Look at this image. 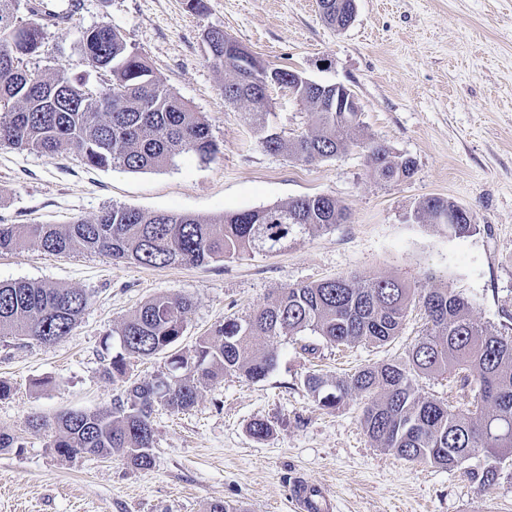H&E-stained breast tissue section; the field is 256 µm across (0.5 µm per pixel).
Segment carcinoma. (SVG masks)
<instances>
[{
  "label": "carcinoma",
  "instance_id": "cac0c4a2",
  "mask_svg": "<svg viewBox=\"0 0 512 512\" xmlns=\"http://www.w3.org/2000/svg\"><path fill=\"white\" fill-rule=\"evenodd\" d=\"M20 6L21 0H0V144L48 158L74 150L90 167L129 171L162 168L186 152L202 160L221 153L202 114L163 85L107 22L81 32L87 70L73 75L30 67L47 38L42 20L54 14L42 16L30 5L24 21L18 17ZM227 42L233 39L217 34L211 61L235 72L224 95L252 103L247 120L265 150L312 162L334 158L354 144L351 133L358 113L326 112L314 99L305 101L311 132L286 140L271 130L267 87L288 82L289 70L274 68V77L259 78L245 67L244 57L224 49ZM34 87L53 91L54 103L46 105L32 93ZM368 148L376 180L411 177V159L393 156L381 144ZM452 206L430 197L417 217L446 213ZM346 218L345 208L327 195L210 220L114 206L92 222L76 218L68 224H0V251L34 243L52 254L105 253L157 268L200 266L282 252ZM414 302L423 308L428 331L404 358L332 379L310 373L304 386L326 409L337 408L352 392L364 396L367 435L405 460L452 468L483 455L486 465L469 475L489 489L498 482L503 462L512 459V334L479 325L468 300L447 288H411L388 276L334 277L285 288L249 317L224 319L189 354L176 345L187 328L192 301L155 297L112 330L120 350L107 360L104 372L125 381L131 360L160 353L168 354L169 371L130 383L110 409L67 410L51 419L34 417L29 425L51 435L49 448L60 457L82 456L86 449L101 457L120 452L132 467L147 469L152 464L155 406L185 411L196 403L198 384L226 374L252 381L265 378L277 362L269 342L278 336L310 333L343 346L387 342L399 334ZM89 303L90 296L79 290L26 281L0 283V338L52 343L71 332ZM429 374L451 378L458 391L470 395L469 405L453 408L421 395L416 377Z\"/></svg>",
  "mask_w": 512,
  "mask_h": 512
}]
</instances>
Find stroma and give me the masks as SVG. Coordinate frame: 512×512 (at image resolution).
I'll list each match as a JSON object with an SVG mask.
<instances>
[{"mask_svg":"<svg viewBox=\"0 0 512 512\" xmlns=\"http://www.w3.org/2000/svg\"><path fill=\"white\" fill-rule=\"evenodd\" d=\"M82 0L66 29L49 28L41 67L79 72L80 32L107 22L141 53L155 76L202 112L223 152L210 162L192 153L154 170L93 169L73 151L55 158L0 146V224L94 220L112 206L145 212L224 213L330 195L348 219L276 254L203 266L155 268L98 253L54 255L36 245L0 252V281H38L92 298L73 331L52 344L0 338V431L22 452H0V512H209L221 502L247 512H296L290 486L301 476L324 487L334 512H512V465L487 490L470 470L402 459L378 448L361 424L364 397L321 409L303 381L403 357L426 330L410 307L401 332L385 344L338 350L308 337L272 341L278 360L266 378L225 375L200 385L196 404L153 414L150 469L121 453L66 460L33 430V415L110 408L125 384L104 372L116 351L114 325L153 297L193 302L180 340L191 352L225 317H248L284 288L336 276L378 274L412 287H448L471 304L480 325L512 328V0H357L339 31L317 0ZM218 27L270 67L341 84L361 112L346 153L304 163L270 153L244 120L249 103H231L234 73L209 61L205 31ZM270 127L284 138L308 131L307 108L277 86L269 90ZM411 158L410 178L376 182L368 142ZM441 197L469 208L476 232L454 236L446 225L415 220L420 203ZM269 422L254 439L248 426Z\"/></svg>","mask_w":512,"mask_h":512,"instance_id":"obj_1","label":"stroma"}]
</instances>
